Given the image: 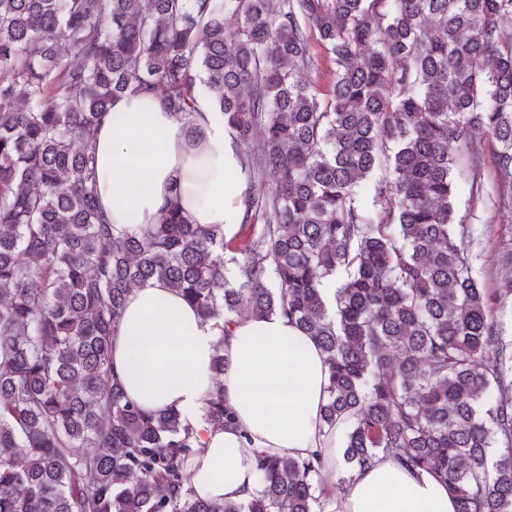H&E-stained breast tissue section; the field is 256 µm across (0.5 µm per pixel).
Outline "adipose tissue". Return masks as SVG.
Returning <instances> with one entry per match:
<instances>
[{
  "instance_id": "1",
  "label": "adipose tissue",
  "mask_w": 512,
  "mask_h": 512,
  "mask_svg": "<svg viewBox=\"0 0 512 512\" xmlns=\"http://www.w3.org/2000/svg\"><path fill=\"white\" fill-rule=\"evenodd\" d=\"M97 195L109 223L146 227L179 185V205L194 224H240L241 156L224 129L212 95L199 92L191 122L150 95L115 99L93 133ZM220 383L235 421L201 420L216 352ZM112 368L129 398L148 411L173 409L197 433L189 489L222 504L249 500L259 486L258 456L324 457L326 477L344 475V491L326 489L316 512H457L430 472L390 457L342 473L338 465L347 418L327 426L329 368L315 339L277 314L235 320L226 328L203 320L174 288L151 280L133 288L112 337Z\"/></svg>"
}]
</instances>
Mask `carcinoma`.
I'll list each match as a JSON object with an SVG mask.
<instances>
[{"label": "carcinoma", "mask_w": 512, "mask_h": 512, "mask_svg": "<svg viewBox=\"0 0 512 512\" xmlns=\"http://www.w3.org/2000/svg\"><path fill=\"white\" fill-rule=\"evenodd\" d=\"M511 30L512 0H0V512H312L319 454L258 457L244 503L188 492L195 430L112 374L126 297L150 280L207 320L281 313L314 337L324 420L353 418L344 470L383 454L458 512H512V283L481 288L451 203L458 154L485 137L512 188ZM315 44L323 94L302 80ZM202 85L249 180L239 241L172 199L116 230L95 126L126 94L190 116ZM202 419L232 423L221 386Z\"/></svg>", "instance_id": "cac0c4a2"}]
</instances>
